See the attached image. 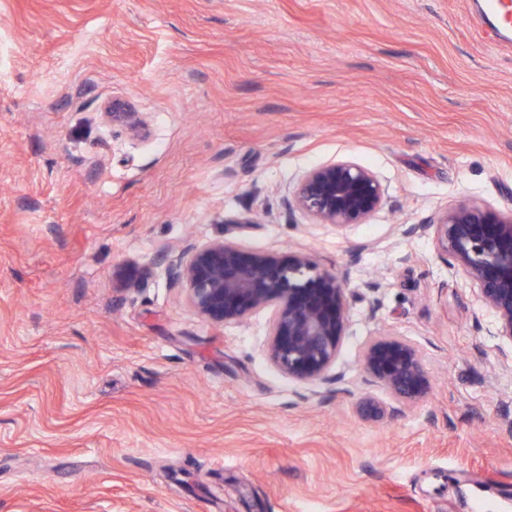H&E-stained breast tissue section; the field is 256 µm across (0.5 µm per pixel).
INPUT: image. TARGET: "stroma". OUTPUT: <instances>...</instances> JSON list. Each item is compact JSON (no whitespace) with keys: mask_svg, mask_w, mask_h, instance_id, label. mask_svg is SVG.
I'll list each match as a JSON object with an SVG mask.
<instances>
[{"mask_svg":"<svg viewBox=\"0 0 512 512\" xmlns=\"http://www.w3.org/2000/svg\"><path fill=\"white\" fill-rule=\"evenodd\" d=\"M477 3L0 0V512H512L508 343L406 233L512 211V49ZM345 159L383 185L371 217L289 210ZM220 237L343 280L339 382L279 373L267 312L188 306L169 263ZM386 333L431 389L364 420ZM105 117L112 123L124 124L132 136L143 135L146 131V122L136 112H119L112 108V112H105Z\"/></svg>","mask_w":512,"mask_h":512,"instance_id":"35a3bbf8","label":"stroma"}]
</instances>
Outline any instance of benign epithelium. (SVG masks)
<instances>
[{"instance_id": "1", "label": "benign epithelium", "mask_w": 512, "mask_h": 512, "mask_svg": "<svg viewBox=\"0 0 512 512\" xmlns=\"http://www.w3.org/2000/svg\"><path fill=\"white\" fill-rule=\"evenodd\" d=\"M139 136L146 122L134 112L105 113ZM375 174L353 160L307 171L292 205L318 224L338 228L360 224L382 202ZM433 233L441 255L472 281L480 301L497 316L500 336L512 342V212L460 205L433 224H413L409 233ZM174 287L188 305L217 326L240 324L258 311L270 314L266 355L282 375L302 382H329L348 326L347 288L312 255H277L245 250L216 239L181 254L171 264ZM359 365L382 395L356 406L364 419L379 418L387 401L414 404L427 396L430 379L412 343L380 335L363 348Z\"/></svg>"}]
</instances>
